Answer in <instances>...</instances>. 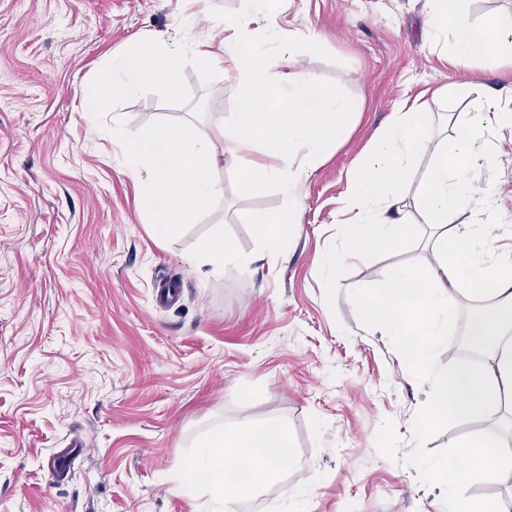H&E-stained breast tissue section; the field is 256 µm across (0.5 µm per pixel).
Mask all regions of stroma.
Listing matches in <instances>:
<instances>
[{
  "label": "stroma",
  "instance_id": "obj_1",
  "mask_svg": "<svg viewBox=\"0 0 512 512\" xmlns=\"http://www.w3.org/2000/svg\"><path fill=\"white\" fill-rule=\"evenodd\" d=\"M239 0H0V512H221L180 478L214 426L284 423L287 471L234 512H444L436 465L486 436L512 451V403L445 414L428 435L431 373L410 369L396 338L352 304L392 271H426L433 232L415 205L401 244L353 253L336 222L347 171L404 99L431 114L465 112L512 69L481 60L460 69L452 46L425 28L426 0H285L255 24L303 46L272 53L275 79L305 70L363 101L343 144L300 186L290 246L269 257L262 222L277 191L252 193L239 163L220 160L224 193L170 240L147 222L145 191L127 175L121 142L159 124L207 130L241 106L230 78L181 55L180 86H155L101 112L117 138L88 130L86 84L146 34L218 42ZM448 87V96L439 88ZM496 154L501 163L487 169ZM471 166L499 206L498 258L512 260V129L490 126ZM242 257L204 278L187 255L216 235ZM179 283L178 300L157 294ZM453 317L433 370L468 345L470 306L448 288ZM85 441L67 478L49 473L70 438Z\"/></svg>",
  "mask_w": 512,
  "mask_h": 512
}]
</instances>
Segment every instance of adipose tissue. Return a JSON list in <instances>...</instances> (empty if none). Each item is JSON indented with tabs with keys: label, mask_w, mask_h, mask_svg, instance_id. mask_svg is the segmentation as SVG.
Here are the masks:
<instances>
[{
	"label": "adipose tissue",
	"mask_w": 512,
	"mask_h": 512,
	"mask_svg": "<svg viewBox=\"0 0 512 512\" xmlns=\"http://www.w3.org/2000/svg\"><path fill=\"white\" fill-rule=\"evenodd\" d=\"M274 0H241V11L231 34L218 45L186 39L195 60L208 69L229 75L248 106L233 119L214 118L210 129L190 133L182 127L160 125L124 144L123 163L135 180L143 181L147 214L153 233L161 239L178 235L187 223L223 188L212 176L218 158L243 161L246 144L261 152L258 161H243L247 186L256 194L276 188L281 206L264 219V246L268 254L284 255L288 228L300 211L299 182L342 142L363 104L328 91L312 73L301 72L272 84L266 59L268 41L252 37L251 26L272 16ZM427 24L434 33L452 32L453 62L466 68L482 59L512 66V12H492L474 23L465 0H428ZM180 55L165 47L161 36L143 37L132 50L114 54L102 75L85 92L83 108L90 130L99 137L108 131L96 122L111 101L138 94L155 81L176 89ZM512 89L486 91L473 111L443 115L433 122L428 113L400 105L380 129L362 157L347 174L343 229L354 251L393 246L404 239L407 225L401 212L406 198L435 227L433 264L424 275L406 268L368 298H356L361 315L379 316L388 335L400 337L413 365L429 370V353L448 345L443 319L452 309L442 294L444 284L466 287L474 310L468 321L471 344L485 354L477 368L459 361L433 375L432 402L423 419L429 431L448 410L487 412L500 392L512 391V271L497 276L490 293L471 287L484 260L494 257L496 235L491 227L494 208H486L468 231L457 233V254L448 251V226L463 204L477 199L482 186L470 173L471 153L489 122L512 127V108L502 107ZM451 127V140L441 139L439 126ZM429 156L424 172L415 162ZM417 195H410V186ZM461 454L468 469L446 460L441 471L448 484L460 488L470 473L491 482L512 481V458L492 451L475 438ZM288 430L280 423L221 426L198 445L191 468L183 475L187 493L205 476L211 491L223 495L233 488L237 497L254 493L268 479L293 462Z\"/></svg>",
	"instance_id": "obj_1"
}]
</instances>
